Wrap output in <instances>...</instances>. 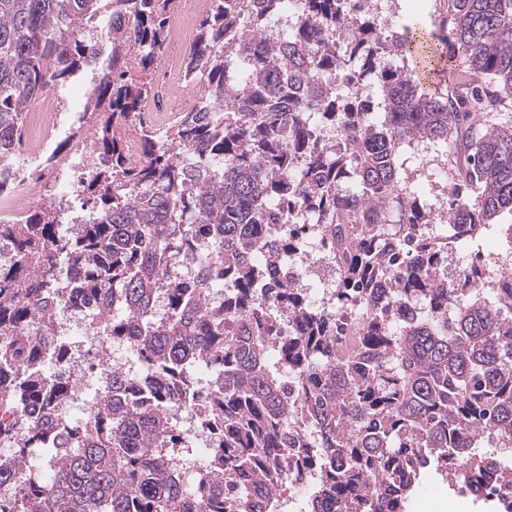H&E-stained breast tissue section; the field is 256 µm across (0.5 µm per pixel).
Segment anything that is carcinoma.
<instances>
[{
  "label": "carcinoma",
  "mask_w": 512,
  "mask_h": 512,
  "mask_svg": "<svg viewBox=\"0 0 512 512\" xmlns=\"http://www.w3.org/2000/svg\"><path fill=\"white\" fill-rule=\"evenodd\" d=\"M173 0H0V195L10 191L23 115L43 92L98 62L109 48L84 109L98 167L82 186V234L59 232L61 209L41 206L13 224L0 221L16 263L0 267V401L20 397L37 420L16 427L27 440L0 459V482L26 462L53 464L0 512H282L278 482L303 475L304 512H406L421 473L451 487L469 456L512 448V270L480 258L491 234L512 254V122L492 120L479 86L457 107L419 92L415 69L383 71L389 111L370 112L348 88L328 91L336 66L343 0H303L304 21L268 45L261 31L288 0H208L184 81L203 85L194 104L160 131L142 110L155 98L143 80L167 52ZM452 28L441 44L419 28L405 53L416 69L438 71L462 57L469 73L512 95V0H451ZM127 23L95 40L88 22L117 12ZM373 24L353 29L354 51ZM343 128L356 147L314 134L311 117ZM137 128L143 158L126 150ZM462 138L464 165L443 211L446 225L425 234L434 209L400 193L405 141L439 151ZM280 224L274 244L255 225ZM320 225L336 250V307L354 298L380 305L355 329L348 356L336 357L341 313H313L302 290L275 277L281 254ZM213 258L206 279L231 288L215 306L203 280L184 282L195 239ZM471 246L456 284L440 279L442 253ZM78 268L72 286L99 304L112 341L129 339L149 381L112 374L97 412L66 434L49 418L63 382L40 376L56 335L57 272ZM497 276L494 296L485 281ZM420 300L419 322H394ZM296 330L285 333L284 319ZM211 385L195 388L197 364ZM216 431L207 478L182 483L185 449L170 422L171 386Z\"/></svg>",
  "instance_id": "cac0c4a2"
}]
</instances>
